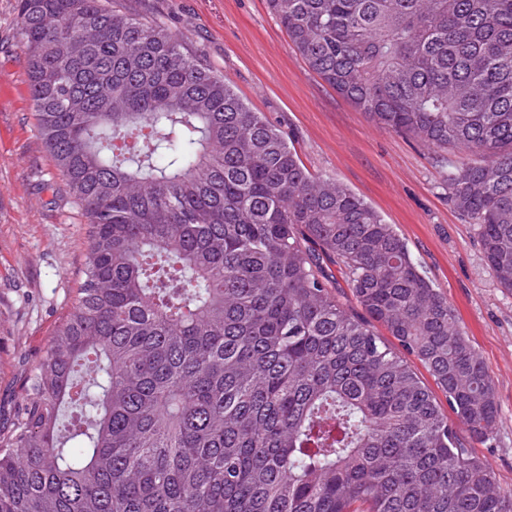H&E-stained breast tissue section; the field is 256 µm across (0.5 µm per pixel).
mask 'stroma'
Here are the masks:
<instances>
[{
	"instance_id": "obj_1",
	"label": "stroma",
	"mask_w": 512,
	"mask_h": 512,
	"mask_svg": "<svg viewBox=\"0 0 512 512\" xmlns=\"http://www.w3.org/2000/svg\"><path fill=\"white\" fill-rule=\"evenodd\" d=\"M165 22L185 49L224 75L253 111L282 130L306 168L336 179L405 240L447 296L495 387L498 420L474 451L512 487V293L500 288L473 225L449 203L458 159L383 128L313 73L266 0H114ZM0 425L66 313L85 267L88 226L40 139L16 0H0Z\"/></svg>"
}]
</instances>
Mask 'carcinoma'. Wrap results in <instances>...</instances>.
<instances>
[{"label":"carcinoma","mask_w":512,"mask_h":512,"mask_svg":"<svg viewBox=\"0 0 512 512\" xmlns=\"http://www.w3.org/2000/svg\"><path fill=\"white\" fill-rule=\"evenodd\" d=\"M267 4L375 122L463 152L448 200L511 292L512 0ZM17 11L38 132L89 234L0 426V512H512L468 449L498 419L493 381L393 226L166 23L108 0Z\"/></svg>","instance_id":"cac0c4a2"}]
</instances>
